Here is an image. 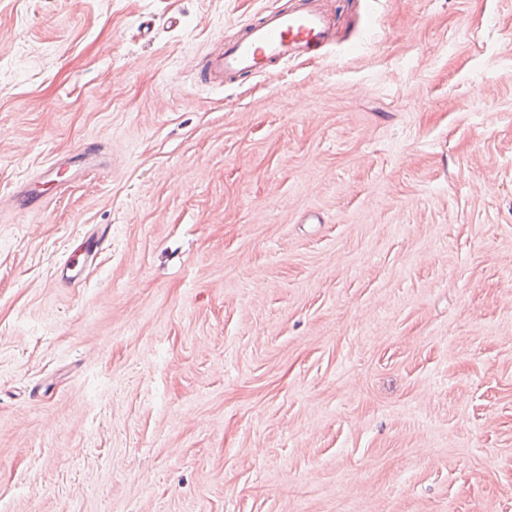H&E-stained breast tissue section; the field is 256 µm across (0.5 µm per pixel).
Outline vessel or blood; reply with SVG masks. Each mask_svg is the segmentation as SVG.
Instances as JSON below:
<instances>
[{
  "mask_svg": "<svg viewBox=\"0 0 512 512\" xmlns=\"http://www.w3.org/2000/svg\"><path fill=\"white\" fill-rule=\"evenodd\" d=\"M335 42L336 30L328 18L325 0H289L287 7L262 12L243 26L239 38L210 55L200 80L211 86L229 85L266 73L272 63L297 59ZM109 244L107 234L87 236L79 255L61 267L62 279H72L81 260L97 256Z\"/></svg>",
  "mask_w": 512,
  "mask_h": 512,
  "instance_id": "b4317fda",
  "label": "vessel or blood"
}]
</instances>
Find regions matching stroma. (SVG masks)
Here are the masks:
<instances>
[{
	"mask_svg": "<svg viewBox=\"0 0 512 512\" xmlns=\"http://www.w3.org/2000/svg\"><path fill=\"white\" fill-rule=\"evenodd\" d=\"M286 2L0 0V512H512V0ZM241 29L239 38L207 58L201 82L223 87L265 74L274 62L298 59L336 43L324 0H289L287 7L266 10ZM109 245L110 240L107 234H105V232L97 234L93 233L87 236L84 241V249H79V254L73 256L60 268V275L62 279H74L76 277V274H72V272L79 264H81V266L85 265L90 259V257L97 256ZM80 256L82 257L79 258Z\"/></svg>",
	"mask_w": 512,
	"mask_h": 512,
	"instance_id": "1",
	"label": "stroma"
}]
</instances>
